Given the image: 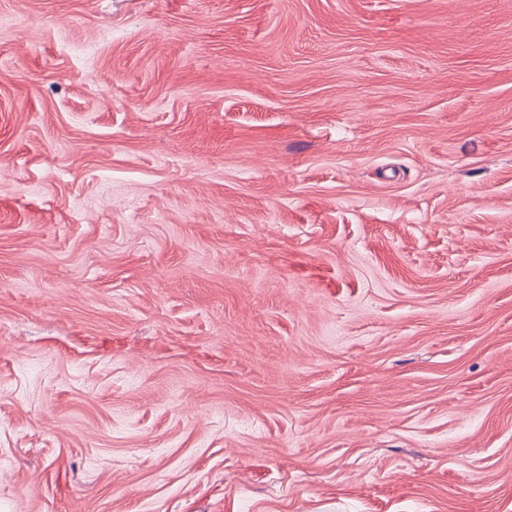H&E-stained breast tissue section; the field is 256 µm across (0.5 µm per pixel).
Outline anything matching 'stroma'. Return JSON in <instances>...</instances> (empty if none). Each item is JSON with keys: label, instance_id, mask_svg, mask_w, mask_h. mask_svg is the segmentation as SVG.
Instances as JSON below:
<instances>
[{"label": "stroma", "instance_id": "35a3bbf8", "mask_svg": "<svg viewBox=\"0 0 512 512\" xmlns=\"http://www.w3.org/2000/svg\"><path fill=\"white\" fill-rule=\"evenodd\" d=\"M0 512H512V0H0Z\"/></svg>", "mask_w": 512, "mask_h": 512}]
</instances>
